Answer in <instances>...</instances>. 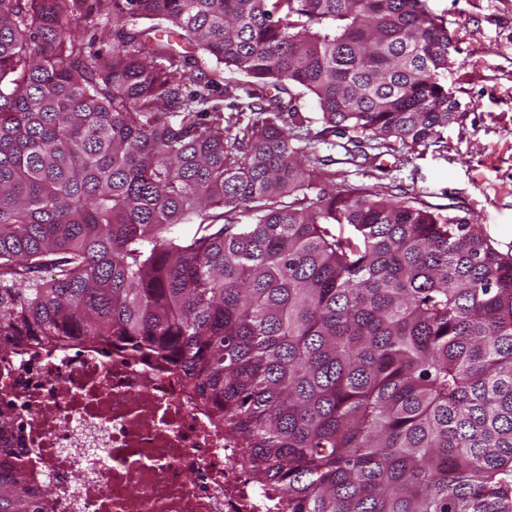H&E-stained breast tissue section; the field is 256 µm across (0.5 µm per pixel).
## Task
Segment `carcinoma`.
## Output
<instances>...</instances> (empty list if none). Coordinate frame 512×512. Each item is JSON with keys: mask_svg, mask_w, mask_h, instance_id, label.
I'll return each mask as SVG.
<instances>
[{"mask_svg": "<svg viewBox=\"0 0 512 512\" xmlns=\"http://www.w3.org/2000/svg\"><path fill=\"white\" fill-rule=\"evenodd\" d=\"M82 2L0 0V346L160 356L279 512H512V255L323 177L306 134L353 165L436 142L445 23L425 0ZM197 51L249 78L227 104ZM52 495L0 474V512Z\"/></svg>", "mask_w": 512, "mask_h": 512, "instance_id": "1", "label": "carcinoma"}]
</instances>
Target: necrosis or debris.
<instances>
[{
	"mask_svg": "<svg viewBox=\"0 0 512 512\" xmlns=\"http://www.w3.org/2000/svg\"><path fill=\"white\" fill-rule=\"evenodd\" d=\"M7 362L0 472L53 485L51 512H276L161 358L65 337Z\"/></svg>",
	"mask_w": 512,
	"mask_h": 512,
	"instance_id": "necrosis-or-debris-1",
	"label": "necrosis or debris"
}]
</instances>
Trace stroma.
Listing matches in <instances>:
<instances>
[{"mask_svg": "<svg viewBox=\"0 0 512 512\" xmlns=\"http://www.w3.org/2000/svg\"><path fill=\"white\" fill-rule=\"evenodd\" d=\"M455 35L447 86L460 117L440 141L415 150L383 151L375 166L349 164L339 138H320L313 151L346 183H383L409 192L418 206L479 224L501 253L512 255V0H426Z\"/></svg>", "mask_w": 512, "mask_h": 512, "instance_id": "35a3bbf8", "label": "stroma"}]
</instances>
